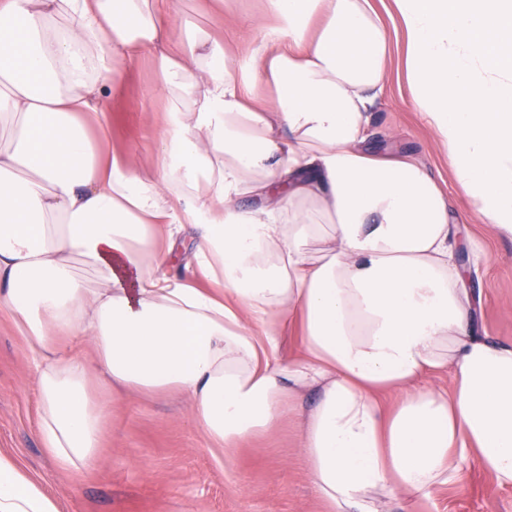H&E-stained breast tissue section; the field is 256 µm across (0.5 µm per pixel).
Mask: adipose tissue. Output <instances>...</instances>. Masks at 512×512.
I'll return each instance as SVG.
<instances>
[{"label":"adipose tissue","instance_id":"obj_1","mask_svg":"<svg viewBox=\"0 0 512 512\" xmlns=\"http://www.w3.org/2000/svg\"><path fill=\"white\" fill-rule=\"evenodd\" d=\"M394 4L414 106L474 215L512 238V0ZM252 26L240 58L157 0H0V310L34 368L44 448L91 470L99 380L188 395L227 450L295 414L333 512L429 496L470 459L511 487L512 344L476 326L436 180L367 147L391 54L379 15L266 0ZM145 50L165 103L147 168L105 155V103ZM443 369L451 393L418 387ZM0 512L59 509L0 454Z\"/></svg>","mask_w":512,"mask_h":512}]
</instances>
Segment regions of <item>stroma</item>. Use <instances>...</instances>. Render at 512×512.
I'll return each mask as SVG.
<instances>
[{
    "mask_svg": "<svg viewBox=\"0 0 512 512\" xmlns=\"http://www.w3.org/2000/svg\"><path fill=\"white\" fill-rule=\"evenodd\" d=\"M184 17L206 26L243 52L253 37L244 21L263 14L264 0H169ZM393 45L388 78L374 111L376 152L415 155L448 197L464 235L479 241L485 258L469 265L466 286L484 335L512 343V240L496 236L470 213L448 171V160L411 101L404 77V40L393 0H370ZM230 26H222L221 18ZM156 82L151 54L134 60L109 102V154L133 155L151 164L155 145L148 127H160V99L148 97ZM39 398L19 336L0 312V453L10 455L60 512H331L315 494L299 444L297 421L286 417L272 432L243 447L217 448L194 426L182 395H114L91 472L60 471L37 435ZM385 512H512V487H497L476 464L464 465L455 483L430 498H394Z\"/></svg>",
    "mask_w": 512,
    "mask_h": 512,
    "instance_id": "obj_1",
    "label": "stroma"
}]
</instances>
